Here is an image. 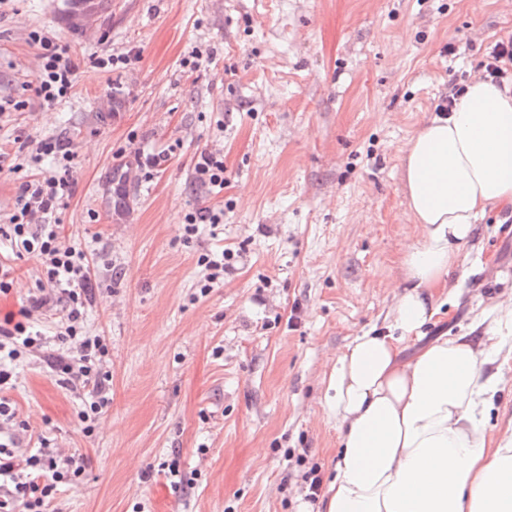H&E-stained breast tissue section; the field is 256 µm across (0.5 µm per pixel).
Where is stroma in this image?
<instances>
[{"label":"stroma","instance_id":"obj_1","mask_svg":"<svg viewBox=\"0 0 512 512\" xmlns=\"http://www.w3.org/2000/svg\"><path fill=\"white\" fill-rule=\"evenodd\" d=\"M48 0L0 6V144L70 143L67 242L94 257L85 325L105 336L112 404L99 430L39 364L10 396L85 456L63 512H317L302 475L330 480L338 433L323 416L329 361L384 329L412 235L403 149L451 86L484 74L512 37V0ZM51 31L76 71L72 95L39 104L29 34ZM209 64L192 71V52ZM129 54L112 71L96 61ZM170 149L151 177L135 150ZM219 150L224 186L201 190L196 154ZM223 210L185 240L187 213ZM234 252V271L196 292L200 254ZM0 317L37 286L10 259ZM426 336L470 331L493 296H512V212L488 208ZM178 461L192 489L171 486Z\"/></svg>","mask_w":512,"mask_h":512}]
</instances>
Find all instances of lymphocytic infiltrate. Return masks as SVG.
<instances>
[{"label":"lymphocytic infiltrate","instance_id":"1","mask_svg":"<svg viewBox=\"0 0 512 512\" xmlns=\"http://www.w3.org/2000/svg\"><path fill=\"white\" fill-rule=\"evenodd\" d=\"M32 42L42 61L35 78L37 97L49 105L67 98L74 86L72 60L50 32H33ZM14 142L15 150L0 148V171L17 155L36 164L52 158L55 168L33 174L22 184L8 224L0 226V235L10 241L16 256L36 259L41 282L18 313L0 319V512H62L59 487L83 474L85 459L52 446L48 437L20 419L9 396L15 387L9 365L36 358L61 387L81 394L77 421L90 437L111 404V377L101 369L109 349L105 337L85 330L89 253L62 242L59 226L52 221L68 206L76 155L58 140L34 142L19 135ZM57 304L65 313L56 332L61 347L52 350L40 323L44 310Z\"/></svg>","mask_w":512,"mask_h":512}]
</instances>
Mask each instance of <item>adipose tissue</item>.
Wrapping results in <instances>:
<instances>
[{
  "label": "adipose tissue",
  "instance_id": "ef3b65f1",
  "mask_svg": "<svg viewBox=\"0 0 512 512\" xmlns=\"http://www.w3.org/2000/svg\"><path fill=\"white\" fill-rule=\"evenodd\" d=\"M402 177L412 236L401 243L385 330L337 352L323 412L338 432L322 512H512V433L484 418L512 360V298L484 335L424 341L449 272L488 207H512V94L474 77L456 110L409 139ZM415 350H408V343Z\"/></svg>",
  "mask_w": 512,
  "mask_h": 512
}]
</instances>
